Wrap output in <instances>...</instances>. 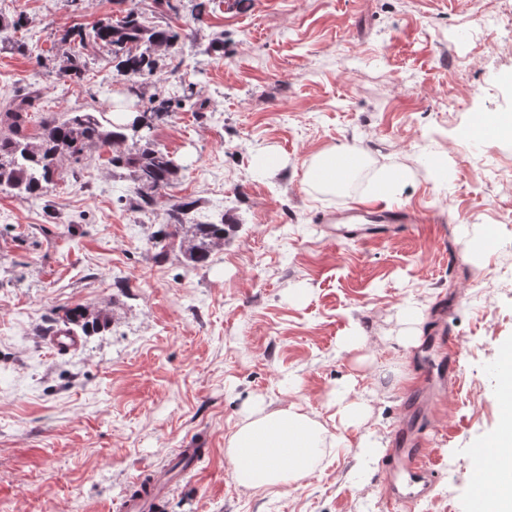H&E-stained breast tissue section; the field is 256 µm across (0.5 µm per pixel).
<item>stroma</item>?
Wrapping results in <instances>:
<instances>
[{
    "instance_id": "stroma-1",
    "label": "stroma",
    "mask_w": 512,
    "mask_h": 512,
    "mask_svg": "<svg viewBox=\"0 0 512 512\" xmlns=\"http://www.w3.org/2000/svg\"><path fill=\"white\" fill-rule=\"evenodd\" d=\"M173 2L174 13L157 0H0V18L24 15L26 44L0 39V108L36 89L43 116L108 112L190 83L206 103L154 122L156 147L182 169L153 213L130 209L132 182L96 150L80 181H55L39 204L0 192V512H120L132 480L169 469L180 448L205 454L173 477L159 512H386L358 431L285 493L238 487L225 441L258 404L292 403L335 428L332 392L348 380L374 390L367 427L389 438L438 361L429 320L443 293L458 380L432 441L439 476L396 512H468L471 450L500 426L496 367L512 347V139L468 128L512 113V0H212L200 19L195 0ZM125 7L188 34L142 97L103 48L83 50L82 83L59 76L73 52L61 35ZM217 41L223 52L210 51ZM340 144L367 168L333 195L309 187L305 161ZM266 152L280 169L256 171ZM383 166L407 171L397 206L424 224L336 238L322 216L359 205ZM183 197L199 200L197 218L222 211L235 225L204 266L157 261L149 240ZM489 227L497 245L481 262L467 241ZM409 301L424 319L406 350L395 337ZM77 304L106 310L109 328L55 354L49 336ZM355 329L364 347L343 350Z\"/></svg>"
}]
</instances>
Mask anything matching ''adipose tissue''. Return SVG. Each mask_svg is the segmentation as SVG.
<instances>
[{
    "label": "adipose tissue",
    "mask_w": 512,
    "mask_h": 512,
    "mask_svg": "<svg viewBox=\"0 0 512 512\" xmlns=\"http://www.w3.org/2000/svg\"><path fill=\"white\" fill-rule=\"evenodd\" d=\"M366 165L364 154L338 145L311 156L306 167L315 188L333 194L343 191L352 176ZM368 417L366 400L351 396L345 386L336 391L340 428L336 435L293 404L270 412L252 409L227 439L225 454L232 477L246 490H287L340 447L343 431L362 428Z\"/></svg>",
    "instance_id": "ef3b65f1"
}]
</instances>
